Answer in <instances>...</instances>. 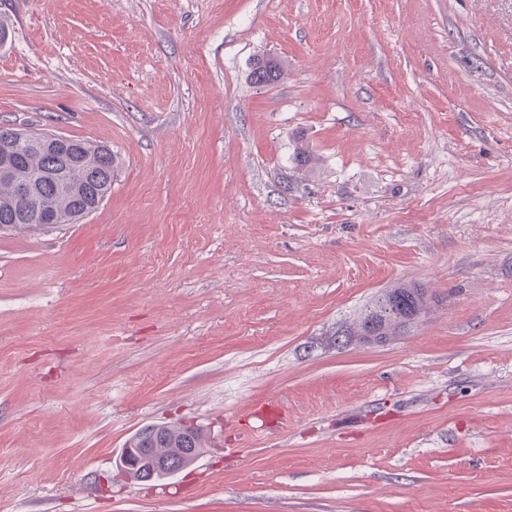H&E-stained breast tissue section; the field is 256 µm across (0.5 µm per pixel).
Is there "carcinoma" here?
<instances>
[{
  "label": "carcinoma",
  "mask_w": 512,
  "mask_h": 512,
  "mask_svg": "<svg viewBox=\"0 0 512 512\" xmlns=\"http://www.w3.org/2000/svg\"><path fill=\"white\" fill-rule=\"evenodd\" d=\"M257 68H265L268 83L278 82L282 67L272 60H259ZM80 153L71 169L56 174L58 156L48 150L32 148L20 153L0 154V164L11 169L8 177H0V233L25 232L33 222H49L56 214H68L72 220L80 219L96 209V197L111 193L112 180L118 165L117 157L104 146H95L87 141L74 140ZM40 177L36 187L34 205L20 201L18 192L23 184ZM426 290L415 288H392L378 304L393 299H402L407 309L401 318L380 323L384 336L404 334L415 317L424 309Z\"/></svg>",
  "instance_id": "carcinoma-1"
}]
</instances>
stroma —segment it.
<instances>
[{
    "mask_svg": "<svg viewBox=\"0 0 512 512\" xmlns=\"http://www.w3.org/2000/svg\"><path fill=\"white\" fill-rule=\"evenodd\" d=\"M0 26V122L120 159L92 214L0 234V512H512V0ZM409 283L407 334L336 345ZM150 424L207 441L167 496L115 467ZM401 287L402 286H399L397 288H392L389 291H387L383 298L380 301H378V304H376V306H374L373 309L369 310V312L365 314L361 323L363 322V320L375 316L381 304L390 302L392 299L398 298H401L407 305V309L405 310L401 319L387 320L385 323L380 322V330H382V333L378 336L363 335L364 339H369L370 341V339L377 337L379 340H381V342H383L386 339H388L389 336L403 335L405 330L408 329L409 325L413 323L414 316L418 317L421 314L422 310L424 309V304L426 302L425 288H421L415 285H413V287L415 288Z\"/></svg>",
    "mask_w": 512,
    "mask_h": 512,
    "instance_id": "1",
    "label": "stroma"
}]
</instances>
